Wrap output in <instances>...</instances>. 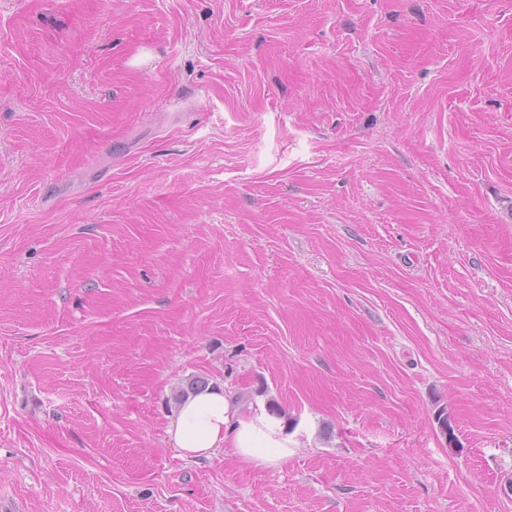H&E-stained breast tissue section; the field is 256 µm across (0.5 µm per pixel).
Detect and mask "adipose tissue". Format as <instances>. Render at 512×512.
Here are the masks:
<instances>
[{"label": "adipose tissue", "instance_id": "obj_1", "mask_svg": "<svg viewBox=\"0 0 512 512\" xmlns=\"http://www.w3.org/2000/svg\"><path fill=\"white\" fill-rule=\"evenodd\" d=\"M165 432L185 460L209 459L225 448L244 462L276 467L297 446V432L286 417L264 404L243 410L235 395L221 387L189 394L170 416Z\"/></svg>", "mask_w": 512, "mask_h": 512}]
</instances>
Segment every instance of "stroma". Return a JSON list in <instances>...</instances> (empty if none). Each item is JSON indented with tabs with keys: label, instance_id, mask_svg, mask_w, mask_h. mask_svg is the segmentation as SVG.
Instances as JSON below:
<instances>
[{
	"label": "stroma",
	"instance_id": "obj_1",
	"mask_svg": "<svg viewBox=\"0 0 512 512\" xmlns=\"http://www.w3.org/2000/svg\"><path fill=\"white\" fill-rule=\"evenodd\" d=\"M0 512H512V0H0ZM168 418L165 432L184 460L210 459L225 447L244 462L276 467L298 443V430L286 417L270 413L263 403L244 412L222 387L190 393Z\"/></svg>",
	"mask_w": 512,
	"mask_h": 512
}]
</instances>
